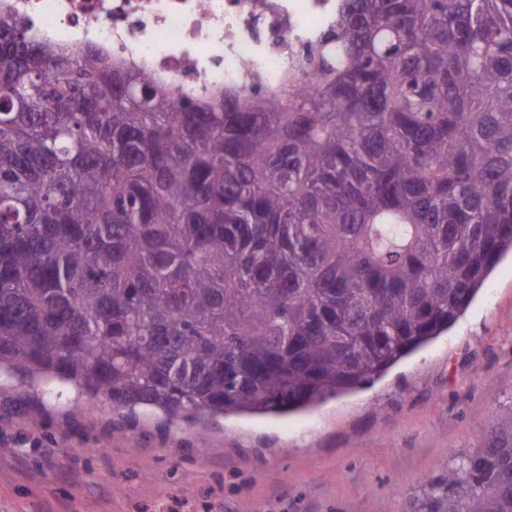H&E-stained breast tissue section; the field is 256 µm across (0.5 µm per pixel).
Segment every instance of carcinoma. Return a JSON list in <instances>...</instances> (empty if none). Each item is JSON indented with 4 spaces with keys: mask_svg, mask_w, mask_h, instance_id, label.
<instances>
[{
    "mask_svg": "<svg viewBox=\"0 0 512 512\" xmlns=\"http://www.w3.org/2000/svg\"><path fill=\"white\" fill-rule=\"evenodd\" d=\"M311 87L180 110L0 20V368L288 415L457 321L512 252V0H338ZM413 512H512V410Z\"/></svg>",
    "mask_w": 512,
    "mask_h": 512,
    "instance_id": "obj_1",
    "label": "carcinoma"
}]
</instances>
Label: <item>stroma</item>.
I'll return each mask as SVG.
<instances>
[{
    "mask_svg": "<svg viewBox=\"0 0 512 512\" xmlns=\"http://www.w3.org/2000/svg\"><path fill=\"white\" fill-rule=\"evenodd\" d=\"M512 410V255L370 387L283 417L74 409L0 375V512H410Z\"/></svg>",
    "mask_w": 512,
    "mask_h": 512,
    "instance_id": "stroma-1",
    "label": "stroma"
}]
</instances>
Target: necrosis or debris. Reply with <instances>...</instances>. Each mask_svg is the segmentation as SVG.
Returning a JSON list of instances; mask_svg holds the SVG:
<instances>
[{
    "label": "necrosis or debris",
    "mask_w": 512,
    "mask_h": 512,
    "mask_svg": "<svg viewBox=\"0 0 512 512\" xmlns=\"http://www.w3.org/2000/svg\"><path fill=\"white\" fill-rule=\"evenodd\" d=\"M57 47H89L176 100L264 96L302 72L336 20V0H0V17Z\"/></svg>",
    "instance_id": "4bbe7bcc"
}]
</instances>
